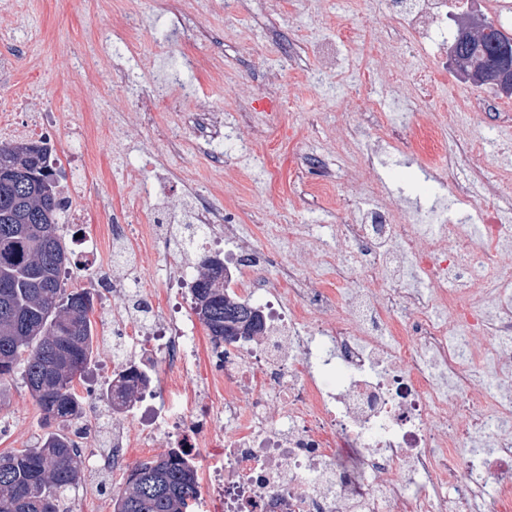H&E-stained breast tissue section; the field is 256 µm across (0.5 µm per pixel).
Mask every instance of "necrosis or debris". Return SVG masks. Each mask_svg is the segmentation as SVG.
<instances>
[{
	"label": "necrosis or debris",
	"mask_w": 512,
	"mask_h": 512,
	"mask_svg": "<svg viewBox=\"0 0 512 512\" xmlns=\"http://www.w3.org/2000/svg\"><path fill=\"white\" fill-rule=\"evenodd\" d=\"M419 44L448 38V12L469 0H374ZM41 87L28 83L0 108V137L49 139L53 119L31 110ZM188 73L159 83L134 101L145 118L167 102H197L189 121L214 152L235 147L222 113L200 105ZM87 149L74 132L64 163L70 172L62 198L68 223L82 224ZM500 187L481 208L486 242L463 241L464 262H443L451 226L420 235L390 208L369 204L360 221L336 227V287L327 288L280 266L275 278L253 275L266 250L240 236L208 195L190 191V218L205 242L220 240L228 296L259 310L266 332L224 345V365L205 390L188 381L193 347L183 322L149 311L148 323L117 332L136 347L144 331L160 340L171 372L165 407L138 426L112 424L107 452L97 432L78 424L72 438L93 468L123 471L131 447H150L175 422L178 445L198 448L223 439L224 453L204 477L224 497V512H512V396L498 377L512 376V290L500 289L492 310L470 313L468 287L497 265L488 243L512 237L501 224ZM428 289L405 284L409 269ZM389 285L375 287L378 278ZM349 313H340L341 302ZM494 331L488 355L469 352L468 340ZM336 369L340 383L314 375ZM463 409H448L449 396Z\"/></svg>",
	"instance_id": "obj_1"
}]
</instances>
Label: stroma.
Returning a JSON list of instances; mask_svg holds the SVG:
<instances>
[{
  "label": "stroma",
  "instance_id": "stroma-1",
  "mask_svg": "<svg viewBox=\"0 0 512 512\" xmlns=\"http://www.w3.org/2000/svg\"><path fill=\"white\" fill-rule=\"evenodd\" d=\"M223 0H186L170 40L155 36V27L168 0H0V34L11 40L0 54L14 63L12 85L0 84V100L11 96L13 85L32 79L42 83V106L56 110L53 129L57 153H65L68 132L85 131L89 184L84 205L88 223L67 224L63 232L73 248L92 242L98 247L101 272L71 269L72 288H98V275L113 276L112 240L107 225L128 196L127 166L136 164L142 175L158 180L162 189L130 215V224H148L154 210L181 207L189 184L207 186L212 201L234 215L243 235L265 242L284 216L312 225L305 242H276L278 264L299 262L303 272L317 278L335 277L321 262L326 245L335 244L336 227L354 221L356 204L367 198L402 210L407 223H437L436 207H448V221L474 232L476 213L483 204V186L470 162L468 143L479 146L486 170L505 186L500 202L501 221L512 225V128L498 120L504 97L485 110L473 109L479 91L445 72L451 99L431 104L416 100L418 71L427 64L423 49L397 28L370 0H248L244 10L225 15ZM350 20L347 30L334 32L339 45L338 64L324 72L315 45L324 23L337 16ZM130 22L132 51L125 61L127 76H113L110 54H98L90 70L74 66L73 49L105 39L114 25ZM294 58V67L282 69V55ZM179 59L201 85L209 107L235 123L237 138L246 151L214 157L206 141L182 123V112L160 108L151 124H144L130 107L150 83L165 78L171 59ZM418 106L431 122L447 121L450 146L458 162L447 186H438L426 162L425 144L405 134H392L386 121L393 113ZM265 129L262 140L250 139L251 123ZM178 126V149L157 140L154 129ZM316 151L336 170L330 190L334 203L316 201L317 176L304 165ZM470 188L468 203H459L456 186ZM181 256L144 250L132 254L123 273L128 292L114 301L116 315L95 309L98 341L85 380L77 389H98L114 373V316L132 313L136 299L151 292L163 312L176 311L193 338L194 360L189 378L203 383L218 372L212 345L190 298L177 295L166 279V263L180 264ZM43 414L21 377L0 381V454L34 445L43 435ZM125 474L84 469L82 483L67 493V512H112L108 497L98 490L122 491Z\"/></svg>",
  "mask_w": 512,
  "mask_h": 512
}]
</instances>
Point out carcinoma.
Instances as JSON below:
<instances>
[{
    "label": "carcinoma",
    "instance_id": "cac0c4a2",
    "mask_svg": "<svg viewBox=\"0 0 512 512\" xmlns=\"http://www.w3.org/2000/svg\"><path fill=\"white\" fill-rule=\"evenodd\" d=\"M512 45V33L493 28L480 41L461 45L468 68L481 70L496 42ZM56 160L43 141L0 145V379L20 374L49 428L33 448L0 455V512H59L61 496L79 485L82 455L68 434L51 424L83 419L85 398L75 392L94 357V297L67 288L75 263L61 233L62 201ZM198 247L194 311L206 327L213 352L224 347L238 315L251 335L263 332L257 311L224 295V281L210 276L211 255ZM147 372L122 367L105 391L111 407L136 398ZM198 476L183 448L140 461L126 488L112 498L113 512H193Z\"/></svg>",
    "mask_w": 512,
    "mask_h": 512
}]
</instances>
